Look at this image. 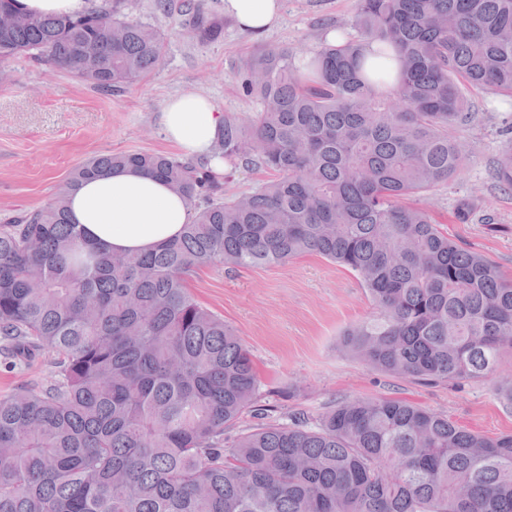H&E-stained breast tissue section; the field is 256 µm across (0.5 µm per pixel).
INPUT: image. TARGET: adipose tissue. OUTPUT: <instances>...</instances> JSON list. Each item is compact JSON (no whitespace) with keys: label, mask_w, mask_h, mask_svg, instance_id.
Returning a JSON list of instances; mask_svg holds the SVG:
<instances>
[{"label":"adipose tissue","mask_w":512,"mask_h":512,"mask_svg":"<svg viewBox=\"0 0 512 512\" xmlns=\"http://www.w3.org/2000/svg\"><path fill=\"white\" fill-rule=\"evenodd\" d=\"M282 8V0H224L225 16L253 32L273 26ZM223 121L213 103L192 89L170 98L161 114L165 138L187 157L210 156ZM68 209L90 244L114 253L148 252L178 238L190 214L186 200L165 181L132 168L84 181Z\"/></svg>","instance_id":"adipose-tissue-1"}]
</instances>
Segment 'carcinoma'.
<instances>
[{
	"mask_svg": "<svg viewBox=\"0 0 512 512\" xmlns=\"http://www.w3.org/2000/svg\"><path fill=\"white\" fill-rule=\"evenodd\" d=\"M0 29V65L44 60L110 96L153 71L155 28L122 0L81 16L27 15ZM189 33L223 24L183 4ZM359 37L300 61L286 48L245 64L263 110L224 119L212 148L275 178L224 198L210 160L103 153L47 206L0 225V342L12 366L58 357L46 388L0 399V512H512V435L489 437L404 399H349L315 423L297 415L224 442L256 407L250 351L202 307L187 275L284 265L316 253L356 272L375 311L346 352L424 382L483 378L512 349V283L404 200L454 179L465 91L512 98V0H359ZM394 56L396 84L363 73V46ZM135 167L190 207L183 234L144 254L88 245L67 203L80 182ZM495 175L512 187V146ZM477 197L459 201L468 220Z\"/></svg>",
	"mask_w": 512,
	"mask_h": 512,
	"instance_id": "1",
	"label": "carcinoma"
}]
</instances>
